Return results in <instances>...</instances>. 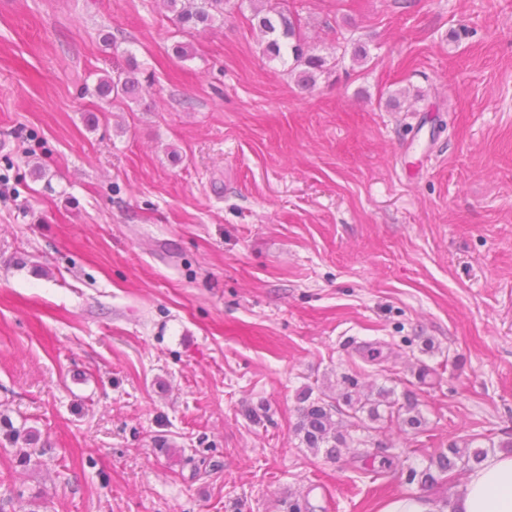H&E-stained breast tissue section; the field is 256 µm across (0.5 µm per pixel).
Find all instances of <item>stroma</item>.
<instances>
[{
	"label": "stroma",
	"instance_id": "stroma-1",
	"mask_svg": "<svg viewBox=\"0 0 512 512\" xmlns=\"http://www.w3.org/2000/svg\"><path fill=\"white\" fill-rule=\"evenodd\" d=\"M287 6L310 87L250 0H0V512H380L512 438V0ZM306 387L422 424L330 460ZM228 2L229 0H161L188 29L209 27L213 21L224 15V6ZM251 1L254 2L251 21L253 27L258 29L264 38V54L270 58H279L283 56L282 49L288 48L294 61L292 70L304 66L301 76L306 81H314L317 74L325 72V57L308 53L307 42L301 33L300 20L281 6L283 1ZM124 75V76H123ZM139 86V82L123 71L112 75V78L104 79L100 83L102 94L109 96L113 93V97H127L133 94ZM4 436L9 443L18 444L20 441L25 447L19 448V460L22 465L29 464L33 456H42L46 448H37L38 437L36 431L31 428L16 429L12 424L6 429ZM472 442H465L461 447L457 442H451L448 444L447 453L441 450L435 456H431L429 464L421 471L413 468L410 471L411 479H415L419 474L422 477V481L431 485L437 482V476L434 475L432 468L434 467L439 474L448 473L453 469L460 466L463 468H471L474 463L480 461L487 453V449L474 448L471 450ZM471 463V464H470Z\"/></svg>",
	"mask_w": 512,
	"mask_h": 512
}]
</instances>
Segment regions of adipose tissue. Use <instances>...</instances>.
I'll return each mask as SVG.
<instances>
[{
	"instance_id": "adipose-tissue-1",
	"label": "adipose tissue",
	"mask_w": 512,
	"mask_h": 512,
	"mask_svg": "<svg viewBox=\"0 0 512 512\" xmlns=\"http://www.w3.org/2000/svg\"><path fill=\"white\" fill-rule=\"evenodd\" d=\"M382 512H512V455H487L448 497H398Z\"/></svg>"
}]
</instances>
